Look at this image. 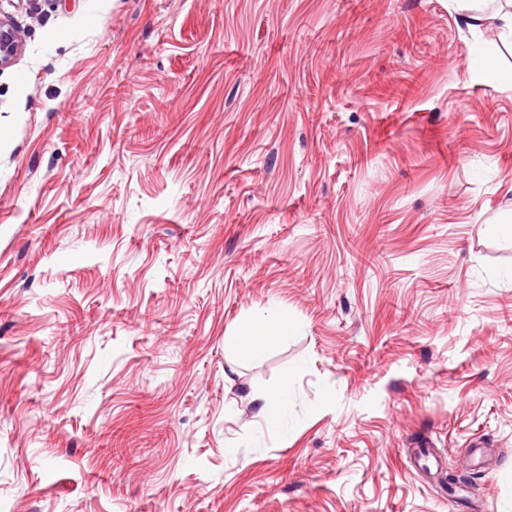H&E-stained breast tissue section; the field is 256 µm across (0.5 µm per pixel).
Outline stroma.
<instances>
[{
	"label": "stroma",
	"instance_id": "35a3bbf8",
	"mask_svg": "<svg viewBox=\"0 0 512 512\" xmlns=\"http://www.w3.org/2000/svg\"><path fill=\"white\" fill-rule=\"evenodd\" d=\"M0 10V512H512L493 26L449 0ZM281 312L278 348L225 351ZM23 46L22 37L9 16L0 17V70L13 65ZM289 394L287 377L276 393L258 398L260 404L257 415L264 422L268 430H280L283 415L288 408Z\"/></svg>",
	"mask_w": 512,
	"mask_h": 512
}]
</instances>
